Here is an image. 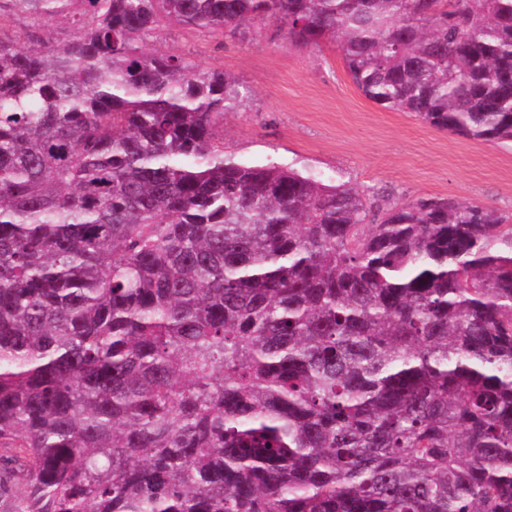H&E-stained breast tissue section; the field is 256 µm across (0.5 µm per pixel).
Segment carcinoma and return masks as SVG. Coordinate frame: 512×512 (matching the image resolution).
<instances>
[{
    "instance_id": "carcinoma-1",
    "label": "carcinoma",
    "mask_w": 512,
    "mask_h": 512,
    "mask_svg": "<svg viewBox=\"0 0 512 512\" xmlns=\"http://www.w3.org/2000/svg\"><path fill=\"white\" fill-rule=\"evenodd\" d=\"M268 20L512 147V0H0V512H512V225L238 162L143 47Z\"/></svg>"
}]
</instances>
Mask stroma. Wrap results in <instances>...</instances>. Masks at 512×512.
<instances>
[{
  "instance_id": "obj_1",
  "label": "stroma",
  "mask_w": 512,
  "mask_h": 512,
  "mask_svg": "<svg viewBox=\"0 0 512 512\" xmlns=\"http://www.w3.org/2000/svg\"><path fill=\"white\" fill-rule=\"evenodd\" d=\"M146 44L223 68L248 89L243 107L224 116V151L237 160L291 166L396 202L452 196L512 215L511 148L448 134L366 99L337 41L298 48L269 22L232 37L164 24Z\"/></svg>"
}]
</instances>
